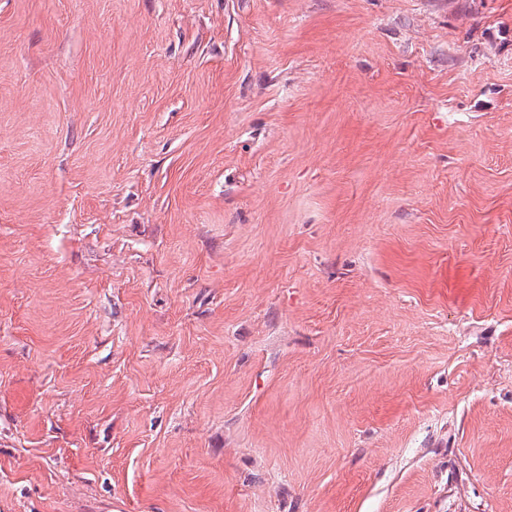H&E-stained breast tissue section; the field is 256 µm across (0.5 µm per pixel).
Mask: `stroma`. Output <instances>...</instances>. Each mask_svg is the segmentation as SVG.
<instances>
[{
	"label": "stroma",
	"instance_id": "stroma-1",
	"mask_svg": "<svg viewBox=\"0 0 512 512\" xmlns=\"http://www.w3.org/2000/svg\"><path fill=\"white\" fill-rule=\"evenodd\" d=\"M0 512H512V0H0Z\"/></svg>",
	"mask_w": 512,
	"mask_h": 512
}]
</instances>
